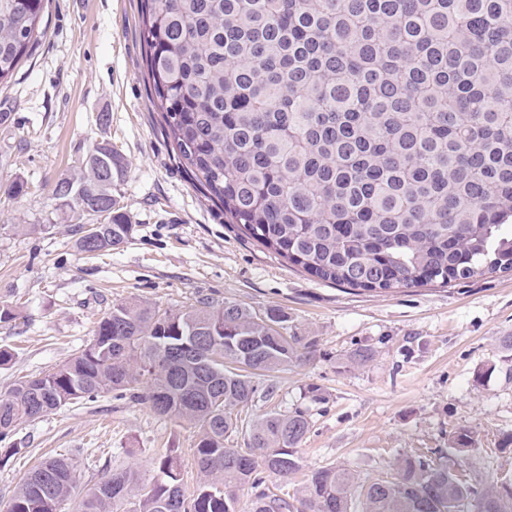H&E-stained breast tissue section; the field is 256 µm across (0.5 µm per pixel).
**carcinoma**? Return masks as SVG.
Instances as JSON below:
<instances>
[{
  "instance_id": "obj_1",
  "label": "carcinoma",
  "mask_w": 512,
  "mask_h": 512,
  "mask_svg": "<svg viewBox=\"0 0 512 512\" xmlns=\"http://www.w3.org/2000/svg\"><path fill=\"white\" fill-rule=\"evenodd\" d=\"M148 77L178 157L224 214L310 276L388 292L512 272V0H141ZM45 0H0V83L43 34ZM128 161L95 145L52 189L83 253L115 250L134 227L117 200ZM287 316L207 299L184 310L112 305L93 342L0 397V441L23 422L101 394L129 396L198 427L191 495L182 449L145 483L114 469L79 512H466L475 491L454 433L432 459L407 453L394 477L326 465L295 493L261 489L301 469V410L240 429L237 408L315 339ZM242 436L235 447L231 438ZM77 465L27 474L8 512H61ZM54 490L42 491V476ZM476 512H512L500 476Z\"/></svg>"
}]
</instances>
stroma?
<instances>
[{
    "label": "stroma",
    "instance_id": "stroma-1",
    "mask_svg": "<svg viewBox=\"0 0 512 512\" xmlns=\"http://www.w3.org/2000/svg\"><path fill=\"white\" fill-rule=\"evenodd\" d=\"M46 33L11 79L0 83V184L22 178L25 196L0 202V302L19 316L0 323V396L84 348L113 304L145 300L182 310L197 300L233 301L261 313L281 308L288 334L315 338L274 373V393L243 419L308 411L302 471L266 487L302 486L328 464L363 479L395 471L412 450H447L454 431L477 443L461 461L476 491L489 473L512 475V272L389 293L315 279L230 223L180 161L147 83L140 0H46ZM109 113L99 126V113ZM103 140L128 161L119 201L135 231L96 256L56 221L52 188ZM46 224L26 235L16 223ZM373 358L352 362L357 349ZM197 430L113 394L70 404L23 423L0 441V505L29 470L59 455L78 463L76 496L116 468L150 480L167 449L183 451L184 481L199 475Z\"/></svg>",
    "mask_w": 512,
    "mask_h": 512
}]
</instances>
